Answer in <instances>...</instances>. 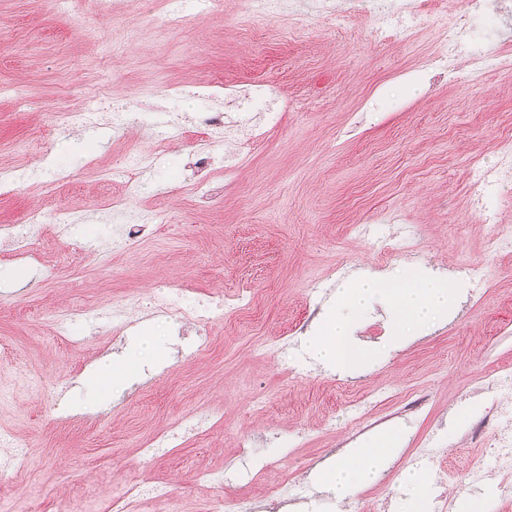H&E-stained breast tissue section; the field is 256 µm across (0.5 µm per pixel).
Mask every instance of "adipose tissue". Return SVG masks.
<instances>
[{"label": "adipose tissue", "instance_id": "1", "mask_svg": "<svg viewBox=\"0 0 512 512\" xmlns=\"http://www.w3.org/2000/svg\"><path fill=\"white\" fill-rule=\"evenodd\" d=\"M384 295L397 310V328H418L445 315L456 298L455 288L441 278L361 276L338 288L336 313L320 327L311 340L316 358L335 368H351L367 362L371 352L353 336V320L375 295ZM397 430L371 436L354 448L348 458L338 461L321 476L322 484L343 500L356 487L370 481L385 462L390 449L398 447Z\"/></svg>", "mask_w": 512, "mask_h": 512}]
</instances>
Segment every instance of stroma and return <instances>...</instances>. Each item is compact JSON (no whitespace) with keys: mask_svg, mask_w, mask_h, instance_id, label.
<instances>
[{"mask_svg":"<svg viewBox=\"0 0 512 512\" xmlns=\"http://www.w3.org/2000/svg\"><path fill=\"white\" fill-rule=\"evenodd\" d=\"M291 2L255 33L240 22L244 0H105L101 10L91 0L62 10L0 0V30L12 35L0 86L24 91L20 105L0 96V169L32 165L21 146L64 105L96 100L128 115L125 126L99 127V139L65 130L43 146L72 178L62 200L36 180L0 198V225L59 204L73 216L37 225V260L0 262V431L28 446L27 467L0 498H20L28 512H104L114 488L161 482L179 512H207L228 491L251 498L254 512H292L268 493L286 472L304 483L307 512H360L368 501L403 512V475L415 469L430 479L427 512L479 497L512 512L506 478L472 477L475 463L492 461L494 417L512 394V252L493 243L469 195L472 165H496L499 139L512 134V69L478 73L465 58L439 79L426 63L446 18L420 17L410 38L381 40L368 0H336L352 11L341 25L313 0ZM171 8L185 18L174 30L164 23ZM206 77L263 82L292 102L235 179L218 182L220 210L187 192L200 175L197 147L178 134L211 106L234 118L233 103L193 95ZM163 134L167 156L143 174L134 204H163L171 222L97 266L113 225L99 208L113 187L98 170ZM465 259L486 269L482 297L462 289L451 314L402 338L393 304L377 297L355 330L370 361L343 373L308 354L344 280L377 271L456 281ZM161 283L184 305L241 292L252 303L188 327L151 310ZM124 295L141 312L120 337L108 316L73 321L62 339L49 321L76 302L107 307ZM380 388L390 400L354 417L352 405ZM188 413L220 420L204 439L144 462L146 438ZM387 426L402 428L403 442L370 484L340 505L317 490L320 465ZM429 443L432 458L415 460ZM205 471L225 485L200 481Z\"/></svg>","mask_w":512,"mask_h":512,"instance_id":"obj_1","label":"stroma"}]
</instances>
